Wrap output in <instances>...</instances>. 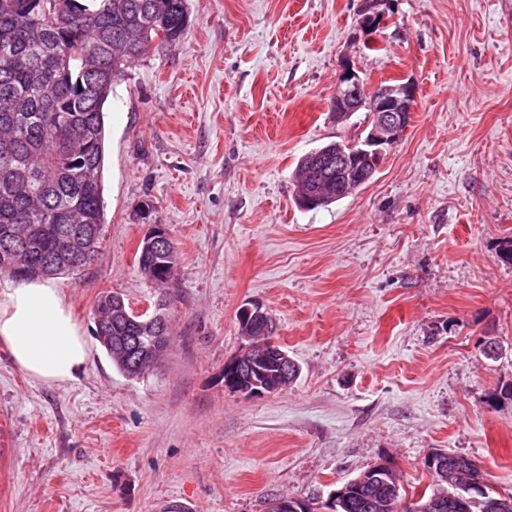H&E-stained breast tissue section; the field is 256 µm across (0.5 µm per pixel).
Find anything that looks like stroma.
I'll use <instances>...</instances> for the list:
<instances>
[{"label":"stroma","instance_id":"obj_1","mask_svg":"<svg viewBox=\"0 0 512 512\" xmlns=\"http://www.w3.org/2000/svg\"><path fill=\"white\" fill-rule=\"evenodd\" d=\"M362 5L189 0L183 38L116 82L104 238L53 280L89 361L44 382L0 347V512H268L278 497L329 512L382 458L423 490L437 449L512 493V401L490 399L512 382V0H381L374 31ZM347 60L371 85L411 78L415 110L367 186L307 210L298 160L368 121L330 114ZM155 224L178 254L171 344L132 379L93 310L106 291L152 308L135 255ZM251 304L300 368L258 396L224 386Z\"/></svg>","mask_w":512,"mask_h":512}]
</instances>
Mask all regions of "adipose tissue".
<instances>
[{"label":"adipose tissue","mask_w":512,"mask_h":512,"mask_svg":"<svg viewBox=\"0 0 512 512\" xmlns=\"http://www.w3.org/2000/svg\"><path fill=\"white\" fill-rule=\"evenodd\" d=\"M0 347L34 379L77 380L90 344L52 279L0 284Z\"/></svg>","instance_id":"1"}]
</instances>
